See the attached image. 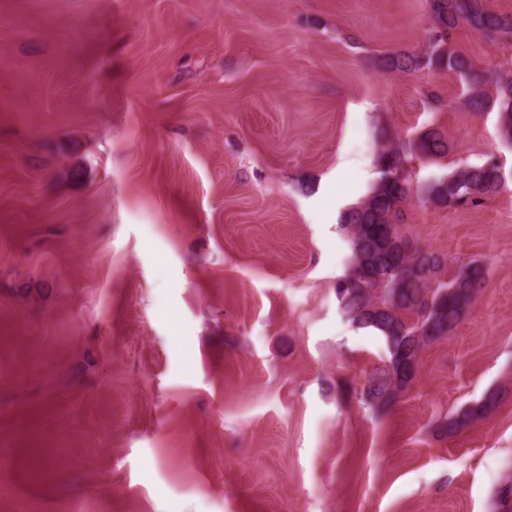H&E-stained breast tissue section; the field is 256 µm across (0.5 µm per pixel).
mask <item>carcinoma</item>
<instances>
[{
    "label": "carcinoma",
    "mask_w": 512,
    "mask_h": 512,
    "mask_svg": "<svg viewBox=\"0 0 512 512\" xmlns=\"http://www.w3.org/2000/svg\"><path fill=\"white\" fill-rule=\"evenodd\" d=\"M429 5L432 24L424 50L387 55L380 66L391 73L446 68L457 74L470 83V111L497 113L500 140L511 147L512 74L477 75L468 56L452 45L451 33L466 24L489 39L507 36L512 15L489 9L485 0H429ZM447 151L446 136L434 128L381 147L379 180L364 200L340 214L351 249L349 272L336 288L341 309L356 328L378 332L387 349V362L368 376L361 392L379 415L412 386L423 351L456 329L490 275L485 264L473 262L444 277L445 256L414 242L402 229L404 206L413 197L441 208L477 207L505 186L500 165L489 159L413 187L408 156L437 157ZM495 406L496 395L490 393L479 405L445 417L442 430L454 432Z\"/></svg>",
    "instance_id": "1"
}]
</instances>
